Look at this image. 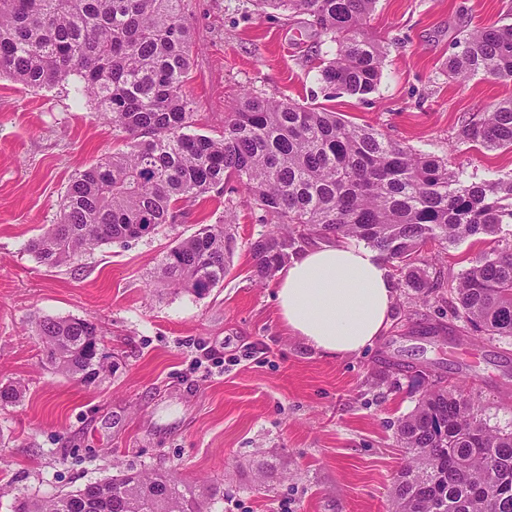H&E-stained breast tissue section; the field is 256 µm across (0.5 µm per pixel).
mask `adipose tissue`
Returning a JSON list of instances; mask_svg holds the SVG:
<instances>
[{
	"label": "adipose tissue",
	"instance_id": "obj_1",
	"mask_svg": "<svg viewBox=\"0 0 512 512\" xmlns=\"http://www.w3.org/2000/svg\"><path fill=\"white\" fill-rule=\"evenodd\" d=\"M396 291L383 255L348 241L305 248L280 272L279 313L291 336L327 357L374 346Z\"/></svg>",
	"mask_w": 512,
	"mask_h": 512
}]
</instances>
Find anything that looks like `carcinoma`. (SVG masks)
Wrapping results in <instances>:
<instances>
[{"instance_id": "obj_1", "label": "carcinoma", "mask_w": 512, "mask_h": 512, "mask_svg": "<svg viewBox=\"0 0 512 512\" xmlns=\"http://www.w3.org/2000/svg\"><path fill=\"white\" fill-rule=\"evenodd\" d=\"M185 0H0V76L30 88L70 74L95 100L125 149L76 173L58 223L28 240L46 265L75 263L98 246L139 239L176 220V205L210 192L243 193L269 229L246 243L251 274L275 277L316 240L354 239L402 263L406 285L434 288L430 244L492 235L512 224V181L467 185L463 172L324 109L241 93L214 138L193 130L183 90L192 37ZM313 18L335 44L318 81L361 100L383 73L384 47L365 24L376 0H255ZM448 77L512 79V25L474 29L456 42ZM457 141L512 149V98L461 122ZM237 246L230 220L201 224L163 256L159 281L202 296L224 281ZM462 317L512 338V244L462 273ZM44 366L86 385L112 368L97 325L76 317L37 323ZM407 458L391 488L394 512H512V432L494 431L459 386L425 389L397 426ZM219 490L166 470L126 472L31 502L14 512H211Z\"/></svg>"}]
</instances>
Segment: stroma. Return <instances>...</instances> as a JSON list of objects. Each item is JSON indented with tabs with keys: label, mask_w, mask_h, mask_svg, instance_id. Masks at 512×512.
Here are the masks:
<instances>
[{
	"label": "stroma",
	"mask_w": 512,
	"mask_h": 512,
	"mask_svg": "<svg viewBox=\"0 0 512 512\" xmlns=\"http://www.w3.org/2000/svg\"><path fill=\"white\" fill-rule=\"evenodd\" d=\"M194 35L185 90L195 129L224 130L243 91L338 113L356 125L462 169L466 182L512 179V150L457 140L463 119L512 97V80L449 79L461 32L512 23V0H377L367 31L385 46L383 76L366 99L317 80L334 45L311 17L258 11L253 0H185ZM77 76L33 89L0 77V386L21 384L0 408V512L128 469L175 471L215 484L212 512H392L405 461L396 425L432 381L462 385L484 421L512 431V339L462 317L461 274L494 249L493 236L429 245L436 288L423 297L389 269L396 303L378 344L326 357L291 336L275 281L249 273L245 244L263 232L235 195L237 248L204 296L161 287L160 261L199 225L225 216L216 193L181 202L174 224L95 248L74 264L39 263L26 242L59 217L73 176L121 149ZM97 324L113 368L92 385L41 362L36 323Z\"/></svg>",
	"instance_id": "35a3bbf8"
}]
</instances>
